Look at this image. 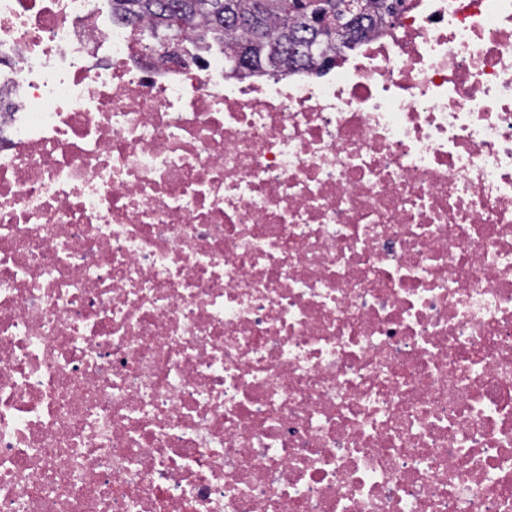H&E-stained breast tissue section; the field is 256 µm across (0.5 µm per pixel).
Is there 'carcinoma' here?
<instances>
[{
    "label": "carcinoma",
    "mask_w": 512,
    "mask_h": 512,
    "mask_svg": "<svg viewBox=\"0 0 512 512\" xmlns=\"http://www.w3.org/2000/svg\"><path fill=\"white\" fill-rule=\"evenodd\" d=\"M264 0H112V14L135 24L145 18L151 25L177 39L187 30L200 27L224 41L230 60L249 63L253 70L270 75L285 71L282 56L289 47L317 45L312 54L302 53L288 68L314 66L328 53L358 42L348 21L358 9V0H327L337 8L340 31L336 38L309 34L308 17L293 0L276 10L263 7ZM405 0H370L371 11L364 21L368 33L392 24Z\"/></svg>",
    "instance_id": "cac0c4a2"
}]
</instances>
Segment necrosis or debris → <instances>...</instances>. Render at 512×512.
Here are the masks:
<instances>
[{"label":"necrosis or debris","instance_id":"1","mask_svg":"<svg viewBox=\"0 0 512 512\" xmlns=\"http://www.w3.org/2000/svg\"><path fill=\"white\" fill-rule=\"evenodd\" d=\"M150 38L0 0V512H512V0Z\"/></svg>","mask_w":512,"mask_h":512}]
</instances>
